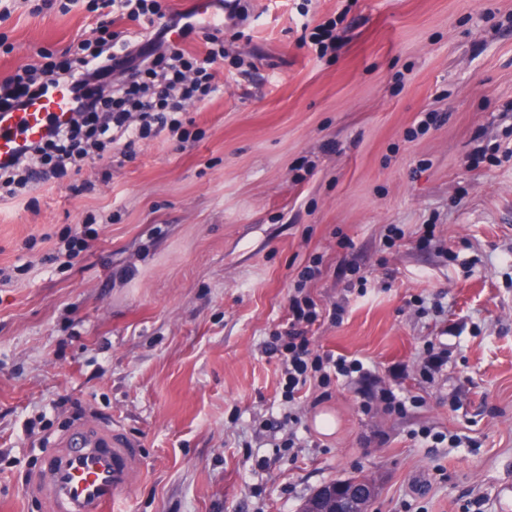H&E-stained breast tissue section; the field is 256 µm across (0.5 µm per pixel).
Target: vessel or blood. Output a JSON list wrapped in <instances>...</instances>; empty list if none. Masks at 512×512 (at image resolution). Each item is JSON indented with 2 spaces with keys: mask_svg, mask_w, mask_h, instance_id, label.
<instances>
[{
  "mask_svg": "<svg viewBox=\"0 0 512 512\" xmlns=\"http://www.w3.org/2000/svg\"><path fill=\"white\" fill-rule=\"evenodd\" d=\"M191 20L212 31L224 26V15L211 0H196ZM72 108L70 86L61 81L25 107L1 112L0 164L40 140L51 124L67 123ZM141 473L138 445L119 427L81 422L57 440L26 492L42 501L44 512H127L130 490Z\"/></svg>",
  "mask_w": 512,
  "mask_h": 512,
  "instance_id": "obj_1",
  "label": "vessel or blood"
}]
</instances>
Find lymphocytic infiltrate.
I'll return each mask as SVG.
<instances>
[{
	"mask_svg": "<svg viewBox=\"0 0 512 512\" xmlns=\"http://www.w3.org/2000/svg\"><path fill=\"white\" fill-rule=\"evenodd\" d=\"M112 6L149 31V39L134 44L130 35L104 22L95 46L77 43L61 58H47L0 82V112H5L44 94L53 81L72 80L75 109L85 119L81 125L51 127L45 139L25 146L12 164L0 167V199L23 188L36 166H43L48 178L76 175L88 160L108 164L113 153L131 155L144 139L165 131L178 134L186 123L187 103L219 93L213 65L224 55L223 38L206 36L200 52L175 46L168 33L183 23V12L160 0H112ZM318 318L313 302L292 296L288 327L272 338L288 393L314 380L327 386L336 376L366 374L359 360L314 351L308 329Z\"/></svg>",
	"mask_w": 512,
	"mask_h": 512,
	"instance_id": "lymphocytic-infiltrate-1",
	"label": "lymphocytic infiltrate"
}]
</instances>
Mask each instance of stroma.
Returning a JSON list of instances; mask_svg holds the SVG:
<instances>
[{"label": "stroma", "instance_id": "1", "mask_svg": "<svg viewBox=\"0 0 512 512\" xmlns=\"http://www.w3.org/2000/svg\"><path fill=\"white\" fill-rule=\"evenodd\" d=\"M4 10L0 80L102 4ZM223 37L189 137L0 201V512H43L24 488L80 419L138 443L129 512H299L361 475L372 512H512V0H246ZM298 291L370 377L288 399L267 344ZM389 385L404 411L362 408Z\"/></svg>", "mask_w": 512, "mask_h": 512}]
</instances>
